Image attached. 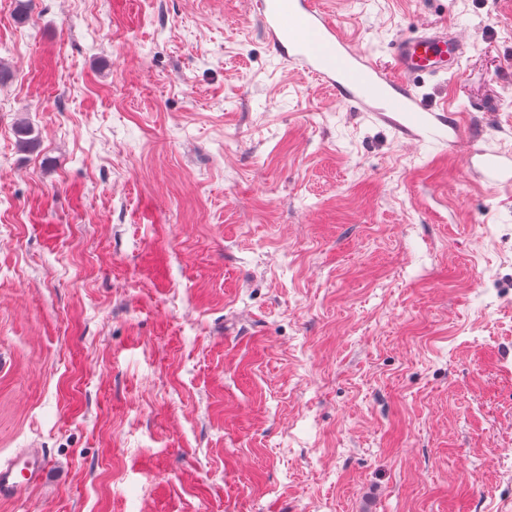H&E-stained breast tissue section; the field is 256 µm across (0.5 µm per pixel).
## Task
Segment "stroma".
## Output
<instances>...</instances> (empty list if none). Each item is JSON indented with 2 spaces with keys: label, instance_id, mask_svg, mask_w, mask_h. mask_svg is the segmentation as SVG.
Here are the masks:
<instances>
[{
  "label": "stroma",
  "instance_id": "35a3bbf8",
  "mask_svg": "<svg viewBox=\"0 0 512 512\" xmlns=\"http://www.w3.org/2000/svg\"><path fill=\"white\" fill-rule=\"evenodd\" d=\"M324 3L381 60L467 41L422 92L468 138L354 111L250 0L0 12V461L48 467L0 512H512V0Z\"/></svg>",
  "mask_w": 512,
  "mask_h": 512
}]
</instances>
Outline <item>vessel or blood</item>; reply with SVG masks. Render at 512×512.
Returning a JSON list of instances; mask_svg holds the SVG:
<instances>
[{
    "mask_svg": "<svg viewBox=\"0 0 512 512\" xmlns=\"http://www.w3.org/2000/svg\"><path fill=\"white\" fill-rule=\"evenodd\" d=\"M252 9L278 55L335 90L353 109L374 113L415 137L445 140L447 106L429 103L412 84L448 73L441 57L461 60L465 40L448 29L423 25L395 39L383 62L347 40L320 0H252ZM46 468L36 450L0 462V500L38 484Z\"/></svg>",
    "mask_w": 512,
    "mask_h": 512,
    "instance_id": "1",
    "label": "vessel or blood"
}]
</instances>
